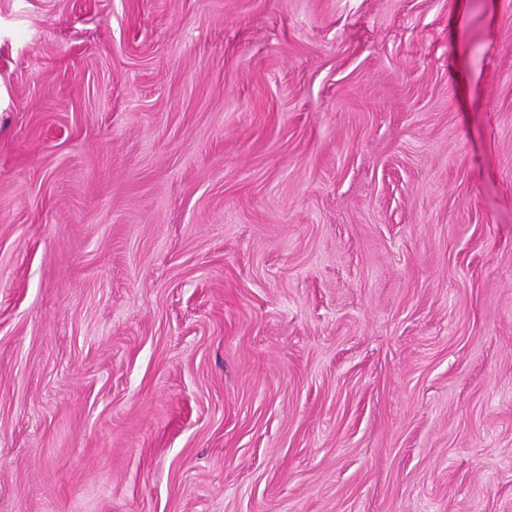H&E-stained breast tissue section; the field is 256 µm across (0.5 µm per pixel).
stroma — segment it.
Instances as JSON below:
<instances>
[{"label":"stroma","mask_w":512,"mask_h":512,"mask_svg":"<svg viewBox=\"0 0 512 512\" xmlns=\"http://www.w3.org/2000/svg\"><path fill=\"white\" fill-rule=\"evenodd\" d=\"M0 512H512V0H0Z\"/></svg>","instance_id":"35a3bbf8"}]
</instances>
